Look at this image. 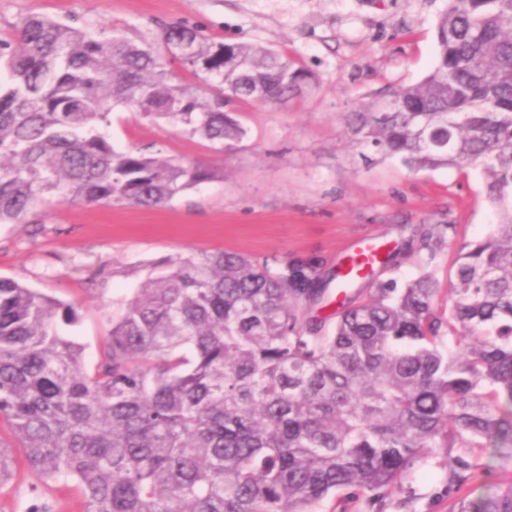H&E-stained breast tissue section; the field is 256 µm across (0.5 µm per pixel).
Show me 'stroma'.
Returning a JSON list of instances; mask_svg holds the SVG:
<instances>
[{
    "mask_svg": "<svg viewBox=\"0 0 512 512\" xmlns=\"http://www.w3.org/2000/svg\"><path fill=\"white\" fill-rule=\"evenodd\" d=\"M443 0H0V39L39 14L93 31L154 44L164 26L184 24L227 42L280 50L313 74L315 88L285 105L236 101L248 131L237 146L211 148L170 123L116 108L115 149L162 146L166 155L221 168L223 177L172 202L144 208L66 202L42 208L32 224H0V276L78 307L60 325L93 367L112 322L150 263L176 253L228 250L262 260H319L334 271L366 241L405 247L411 226L448 220L456 229L432 270L441 288L454 274L456 248L488 236L497 211L473 169L413 173L397 160H364L345 135L343 116L358 103L413 84L437 58L436 16ZM489 480L452 491L441 457L417 464L382 512H449L458 498L512 492V457H477ZM81 512L72 486L19 472L0 488V512Z\"/></svg>",
    "mask_w": 512,
    "mask_h": 512,
    "instance_id": "1",
    "label": "stroma"
}]
</instances>
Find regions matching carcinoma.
Listing matches in <instances>:
<instances>
[{
    "mask_svg": "<svg viewBox=\"0 0 512 512\" xmlns=\"http://www.w3.org/2000/svg\"><path fill=\"white\" fill-rule=\"evenodd\" d=\"M186 34L194 82L173 83L163 56ZM436 39L425 78L344 122L412 172L480 171L499 222L458 246L447 315L426 268L364 294L310 258L178 253L149 266L88 370L58 331L75 307L0 277V420L15 441L0 438V486L19 454L74 482L82 512H312L342 489L379 506L439 454L451 491L478 450H512V0H447ZM16 43L0 54V224L57 202L157 207L218 176L152 146L116 150L117 106L222 150L247 134L230 101L283 104L313 83L277 50L180 24L154 47L30 15ZM453 229L408 245L433 258ZM451 512H512V494Z\"/></svg>",
    "mask_w": 512,
    "mask_h": 512,
    "instance_id": "obj_1",
    "label": "carcinoma"
}]
</instances>
